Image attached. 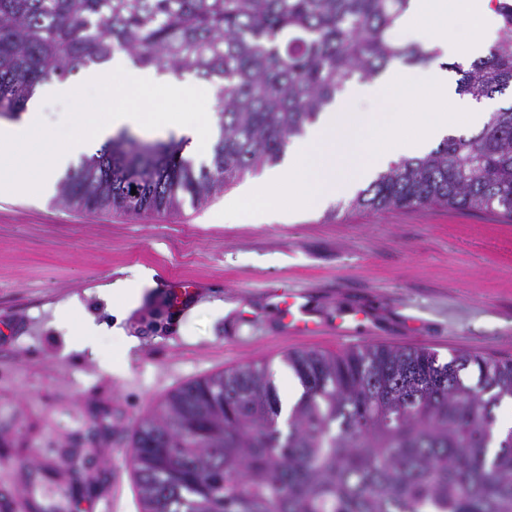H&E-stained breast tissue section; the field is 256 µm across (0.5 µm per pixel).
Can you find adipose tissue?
<instances>
[{
  "label": "adipose tissue",
  "mask_w": 512,
  "mask_h": 512,
  "mask_svg": "<svg viewBox=\"0 0 512 512\" xmlns=\"http://www.w3.org/2000/svg\"><path fill=\"white\" fill-rule=\"evenodd\" d=\"M160 76L152 69H135L121 62L88 71L84 77L87 85L112 92L113 96L129 98L144 86L158 82ZM77 87L50 80L39 86L31 99L21 123L0 129V189L12 193H24L28 185L20 177L24 171H38L37 187L49 190L60 171L81 154L104 145L121 128L149 130L155 133L175 132L187 143L188 150L207 147L214 133L213 125L202 118L176 119L169 112H148L140 108H115L105 118H97L88 112L72 115L68 140L51 154L50 160H42L36 153L26 152L27 143L42 137L47 120L45 108L54 99L73 100ZM152 275L146 271L134 274L130 279L115 280L103 296L110 301L117 313L136 307L142 300L143 290L150 285Z\"/></svg>",
  "instance_id": "ef3b65f1"
}]
</instances>
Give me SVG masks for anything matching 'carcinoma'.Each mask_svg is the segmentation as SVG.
<instances>
[{
    "label": "carcinoma",
    "instance_id": "1",
    "mask_svg": "<svg viewBox=\"0 0 512 512\" xmlns=\"http://www.w3.org/2000/svg\"><path fill=\"white\" fill-rule=\"evenodd\" d=\"M409 0H0V118L18 120L37 86L123 53L142 68L218 84L210 164L186 141L118 132L60 182L57 202L132 215L208 202L281 159L352 82L437 50L397 43ZM496 40L460 74L480 102L512 89V0ZM136 194H131V189ZM440 207L512 220V104L482 129L401 158L345 204L351 211ZM303 393L288 415L268 368L247 363L167 394L133 430L139 512H512V361L427 347L364 346L284 355Z\"/></svg>",
    "mask_w": 512,
    "mask_h": 512
}]
</instances>
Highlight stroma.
<instances>
[{
	"label": "stroma",
	"instance_id": "1",
	"mask_svg": "<svg viewBox=\"0 0 512 512\" xmlns=\"http://www.w3.org/2000/svg\"><path fill=\"white\" fill-rule=\"evenodd\" d=\"M190 87L218 91L172 75L113 105L185 115L199 109ZM238 190L149 216L0 194V512H48L61 486L67 512H101L107 482L91 475L69 484L72 452L93 453L108 482L124 483L119 512H138L126 469L138 419L184 383L247 362L267 364L286 398L296 379L283 356L296 347L408 346L413 321L441 359L457 350L512 359V221L439 207L331 205L269 224L225 223L224 200ZM142 268L156 286L116 320L100 292ZM172 279L202 291L177 319ZM275 288L306 292L322 329L290 343L269 295ZM363 306L374 312L369 326L338 334L337 318ZM88 320L89 347L71 350ZM98 415L108 424L92 446L86 435ZM33 445L40 459H30Z\"/></svg>",
	"mask_w": 512,
	"mask_h": 512
}]
</instances>
